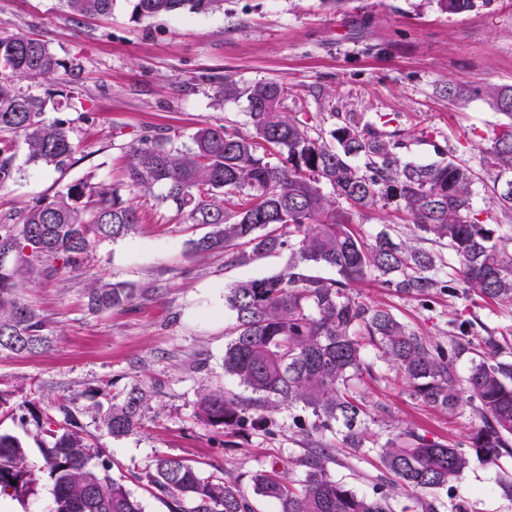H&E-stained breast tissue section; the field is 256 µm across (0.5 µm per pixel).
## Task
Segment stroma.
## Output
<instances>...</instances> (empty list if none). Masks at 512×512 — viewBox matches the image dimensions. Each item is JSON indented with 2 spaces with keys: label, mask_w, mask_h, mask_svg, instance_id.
Listing matches in <instances>:
<instances>
[{
  "label": "stroma",
  "mask_w": 512,
  "mask_h": 512,
  "mask_svg": "<svg viewBox=\"0 0 512 512\" xmlns=\"http://www.w3.org/2000/svg\"><path fill=\"white\" fill-rule=\"evenodd\" d=\"M132 9L131 0H114L108 16L75 19L60 0H0V35L37 33L60 62L82 67L78 79L61 73L31 86L47 96L48 118L71 119L78 143L72 166L61 173L33 170L23 140L14 139V177L0 186V224L85 180L112 184L139 216L126 237L91 238L79 268L25 282L22 297L45 317L50 343L34 354L0 353V394L9 402L0 410V432L23 444L35 490L1 497L0 512H49L52 481L34 416L72 395L86 440L111 455L113 476L124 477L145 512H167L142 479L161 455L245 486L255 472L271 468L295 480L303 476L298 409L275 413L268 432L244 427L232 436L197 414L205 387L249 395L224 373L234 323L225 290L287 270L288 252L245 265L227 264L220 252L194 256L189 241L205 227L183 223L175 209L127 187L124 146L149 130L173 134L175 146L186 149L203 126L247 129L249 103L221 97L224 81L241 87L276 81L288 89L287 112L350 113L406 133L431 127L438 145L475 166L498 116L479 96L449 103L443 87L512 85V0H477L462 14L442 11L437 0H224L206 14L183 11L150 21L135 19ZM113 282L132 288V300L90 311L89 288ZM360 294L433 341L444 340L449 323L473 317L495 332L512 330L510 308L443 295L426 309L376 280ZM135 387L148 398L139 426L107 435L102 417ZM360 388L389 413L386 422L369 426L380 441L411 429L463 445L477 424L470 406L446 414L414 399L379 360ZM327 468L363 494L386 480L374 455L350 448L336 449ZM506 480H512V454L493 463L473 456L462 480L426 503L430 512H512V497L500 488Z\"/></svg>",
  "instance_id": "1"
}]
</instances>
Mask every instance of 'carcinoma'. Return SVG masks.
<instances>
[{
  "label": "carcinoma",
  "mask_w": 512,
  "mask_h": 512,
  "mask_svg": "<svg viewBox=\"0 0 512 512\" xmlns=\"http://www.w3.org/2000/svg\"><path fill=\"white\" fill-rule=\"evenodd\" d=\"M219 0H133L140 20L184 10L208 13ZM442 10L460 14L476 0H438ZM113 0H64L76 19L112 12ZM62 67L46 41L29 32L0 36V133L20 136L26 163L63 171L77 142L70 121L45 117V98L26 82L46 80ZM224 96L244 94L249 129L202 127L192 146L179 149L171 137L144 133L123 148L128 186L184 215L186 223L210 227L190 240L196 256L222 251L231 265L288 250L284 273L241 281L224 294L235 314L234 338L224 351V373L251 391L245 399L208 389L197 403L210 425L231 432L243 426L261 431L284 406L311 412L296 421L306 441L298 460L304 479L295 482L272 468L254 473L251 489L236 480L203 476L186 460L159 456L146 474L168 512H252L248 491L277 506V512H393L391 499L404 494L419 504L424 495L460 480L468 458L459 448L410 429L384 442L373 439L366 419H385L357 383L371 374L369 351L426 405L448 413L470 404L479 419L468 441L488 462L512 452V349L478 318L448 330V344L432 342L389 308L354 292L374 279L400 298L426 306L438 295L478 298L512 307V86L483 90L500 116L480 158L481 172L441 148L434 132L419 136L351 115L330 112L297 116L283 111L288 88L274 82L239 87L224 81ZM331 120L329 129L314 124ZM425 139L436 159L405 160L410 143ZM13 156L0 146V185L13 178ZM484 175L493 183L501 215L481 224L472 215L473 185ZM392 205L413 225L406 239L382 229L365 238L353 215ZM138 223L137 210L110 185L80 181L50 201H38L13 224L0 225V352L33 353L46 348V322L21 301L22 275L48 263V271L74 270L92 236L117 239ZM331 268L336 277L314 275ZM123 283L88 291V307L101 311L129 300ZM475 352L466 375L457 361ZM147 395L131 390L101 418L113 437L132 431ZM59 416H36L45 466L53 480V512H144L141 501L112 476V457L87 444L69 402ZM373 452L392 490L359 494L326 468L335 448ZM21 442L0 433V495L25 490Z\"/></svg>",
  "instance_id": "obj_1"
}]
</instances>
